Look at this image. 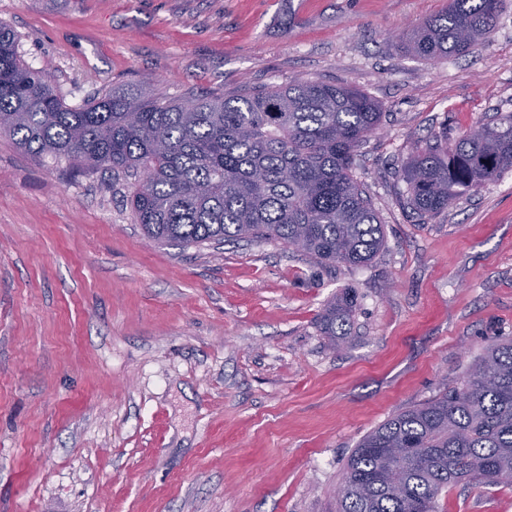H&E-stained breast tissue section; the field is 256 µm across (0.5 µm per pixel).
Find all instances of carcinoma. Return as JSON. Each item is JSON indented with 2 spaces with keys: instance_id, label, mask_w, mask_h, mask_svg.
I'll return each instance as SVG.
<instances>
[{
  "instance_id": "obj_1",
  "label": "carcinoma",
  "mask_w": 512,
  "mask_h": 512,
  "mask_svg": "<svg viewBox=\"0 0 512 512\" xmlns=\"http://www.w3.org/2000/svg\"><path fill=\"white\" fill-rule=\"evenodd\" d=\"M512 0H448L399 37L423 60L485 44ZM380 106L349 86L293 81L232 98L169 101L109 92L67 105L50 77L20 59L0 24V132L35 157L113 173L142 172L130 206L147 237L170 246L277 240L324 266L367 265L386 244L354 174L356 152L381 125ZM512 169V112L440 141L399 171L404 206L424 224ZM357 307L349 289L322 309L333 348ZM512 487V340L488 347L459 387L411 406L366 434L349 457L336 512H435L450 486Z\"/></svg>"
}]
</instances>
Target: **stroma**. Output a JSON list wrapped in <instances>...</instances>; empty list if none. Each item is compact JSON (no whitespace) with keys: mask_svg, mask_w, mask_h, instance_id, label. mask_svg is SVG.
<instances>
[{"mask_svg":"<svg viewBox=\"0 0 512 512\" xmlns=\"http://www.w3.org/2000/svg\"><path fill=\"white\" fill-rule=\"evenodd\" d=\"M448 0H0L18 54L72 106L108 91L233 97L317 80L380 127L355 157L386 234L366 266L277 242L161 246L132 180L0 134V512H336L359 440L512 339V169L430 223L398 171L512 112V9L436 62L398 36ZM353 289L335 350L319 314ZM437 512H512V487Z\"/></svg>","mask_w":512,"mask_h":512,"instance_id":"1","label":"stroma"}]
</instances>
